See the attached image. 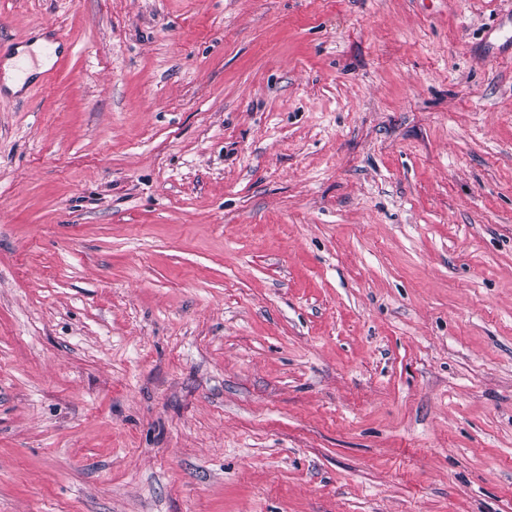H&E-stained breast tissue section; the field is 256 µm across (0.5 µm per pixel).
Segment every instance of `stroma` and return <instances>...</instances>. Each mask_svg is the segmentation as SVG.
Segmentation results:
<instances>
[{"label": "stroma", "instance_id": "1", "mask_svg": "<svg viewBox=\"0 0 512 512\" xmlns=\"http://www.w3.org/2000/svg\"><path fill=\"white\" fill-rule=\"evenodd\" d=\"M0 512H512V0H0ZM21 57L27 61V70L23 74L20 71H24L26 64L20 62L18 65L19 70L15 68V60L7 61L3 66V80L6 86L10 87L13 91L21 89L26 79L34 73V69L30 64V54L28 51L23 52Z\"/></svg>", "mask_w": 512, "mask_h": 512}]
</instances>
